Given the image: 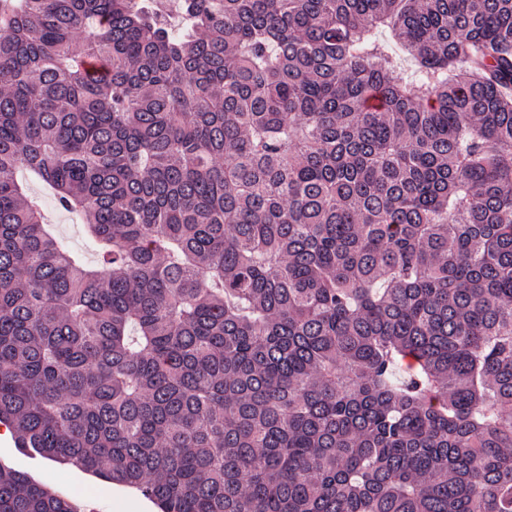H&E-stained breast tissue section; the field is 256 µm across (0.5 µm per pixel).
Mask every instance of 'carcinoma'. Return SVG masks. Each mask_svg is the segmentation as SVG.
Here are the masks:
<instances>
[{"label":"carcinoma","instance_id":"obj_1","mask_svg":"<svg viewBox=\"0 0 512 512\" xmlns=\"http://www.w3.org/2000/svg\"><path fill=\"white\" fill-rule=\"evenodd\" d=\"M179 12L0 0V424L162 512H512V0ZM31 192L38 196L47 222L54 224L62 241L86 261L95 263L97 261L96 246L84 234L79 218L74 214L59 210L50 191L42 184L32 183Z\"/></svg>","mask_w":512,"mask_h":512}]
</instances>
